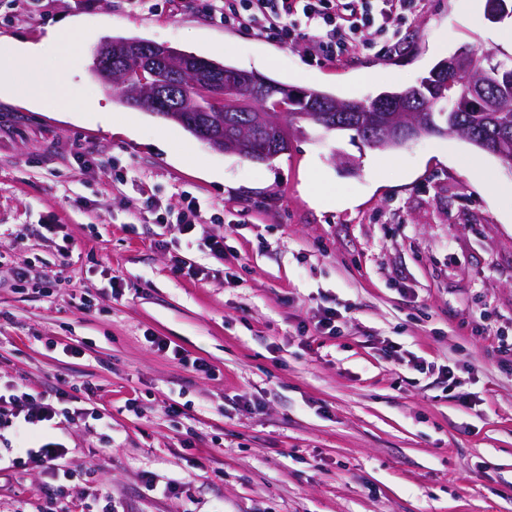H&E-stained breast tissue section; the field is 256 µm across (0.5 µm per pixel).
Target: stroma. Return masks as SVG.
Instances as JSON below:
<instances>
[{
  "instance_id": "1",
  "label": "stroma",
  "mask_w": 512,
  "mask_h": 512,
  "mask_svg": "<svg viewBox=\"0 0 512 512\" xmlns=\"http://www.w3.org/2000/svg\"><path fill=\"white\" fill-rule=\"evenodd\" d=\"M425 2L399 49L330 68L188 10L59 0L34 19L0 0V41L69 23L84 43L71 100L112 107L106 126L0 98V383L94 387L32 432L69 448L79 475L2 470L0 512L60 498L87 512H512V171L455 135L386 151L320 130L257 164L114 101L89 71L120 35L359 99L464 45L512 64L487 0ZM312 183L337 204H316ZM186 191L202 203L188 236L156 220ZM177 260L204 276L176 275ZM323 306L335 334L315 328Z\"/></svg>"
}]
</instances>
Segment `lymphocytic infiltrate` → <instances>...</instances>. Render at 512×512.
I'll use <instances>...</instances> for the list:
<instances>
[{"mask_svg":"<svg viewBox=\"0 0 512 512\" xmlns=\"http://www.w3.org/2000/svg\"><path fill=\"white\" fill-rule=\"evenodd\" d=\"M207 17L227 26L251 29L281 45L304 44L306 55L328 67L368 49L375 39L400 44L404 27L424 10V0H201ZM66 391L53 395L8 386L0 393L11 418L36 425L57 418Z\"/></svg>","mask_w":512,"mask_h":512,"instance_id":"obj_1","label":"lymphocytic infiltrate"}]
</instances>
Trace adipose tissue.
I'll return each instance as SVG.
<instances>
[{"instance_id":"obj_1","label":"adipose tissue","mask_w":512,"mask_h":512,"mask_svg":"<svg viewBox=\"0 0 512 512\" xmlns=\"http://www.w3.org/2000/svg\"><path fill=\"white\" fill-rule=\"evenodd\" d=\"M55 48L58 60L47 68L48 48ZM81 48L80 41L71 35L70 25L51 29L43 43L31 44L10 39L0 44V96L4 95L35 105L52 104L65 113H91L107 118L109 104L97 100L74 105L64 89L69 78V59Z\"/></svg>"}]
</instances>
